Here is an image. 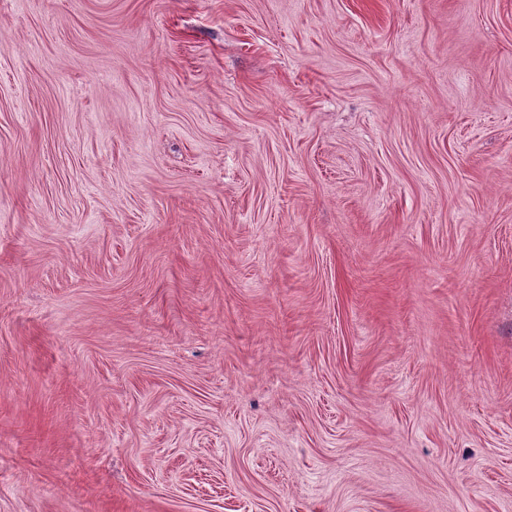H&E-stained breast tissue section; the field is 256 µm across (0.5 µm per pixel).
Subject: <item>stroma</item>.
I'll list each match as a JSON object with an SVG mask.
<instances>
[{
	"instance_id": "stroma-1",
	"label": "stroma",
	"mask_w": 512,
	"mask_h": 512,
	"mask_svg": "<svg viewBox=\"0 0 512 512\" xmlns=\"http://www.w3.org/2000/svg\"><path fill=\"white\" fill-rule=\"evenodd\" d=\"M0 512H512V0H0Z\"/></svg>"
}]
</instances>
